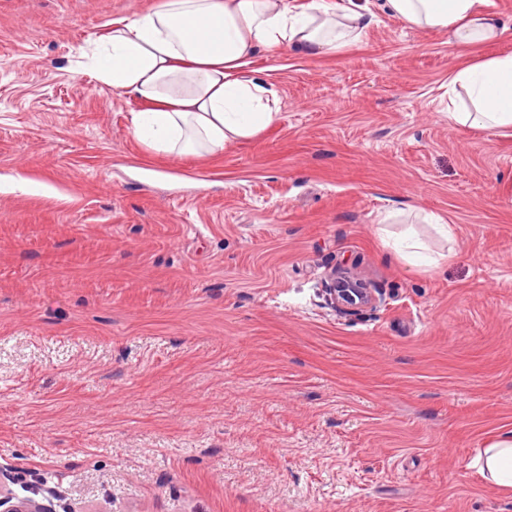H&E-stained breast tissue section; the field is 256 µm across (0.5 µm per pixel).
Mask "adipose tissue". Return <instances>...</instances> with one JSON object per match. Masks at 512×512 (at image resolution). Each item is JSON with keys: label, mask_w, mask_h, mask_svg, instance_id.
<instances>
[{"label": "adipose tissue", "mask_w": 512, "mask_h": 512, "mask_svg": "<svg viewBox=\"0 0 512 512\" xmlns=\"http://www.w3.org/2000/svg\"><path fill=\"white\" fill-rule=\"evenodd\" d=\"M387 16L447 34L459 50L449 89L448 119L487 132L512 130V50L482 49L512 39V28L488 0H384ZM367 26L357 0H161L82 48L90 70L113 90L144 104L133 134L160 153L217 155L280 119L272 82L247 73L262 50L290 48L309 57L341 54L360 44ZM479 475L512 488V437L488 444L475 460Z\"/></svg>", "instance_id": "adipose-tissue-1"}]
</instances>
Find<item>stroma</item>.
Instances as JSON below:
<instances>
[{
  "label": "stroma",
  "instance_id": "1",
  "mask_svg": "<svg viewBox=\"0 0 512 512\" xmlns=\"http://www.w3.org/2000/svg\"><path fill=\"white\" fill-rule=\"evenodd\" d=\"M157 3L0 0L12 492H59L56 512H512L473 466L512 433V135L449 123L447 35L367 0L348 52L252 59L277 124L156 154L131 131L142 102L78 49ZM409 230L436 265L393 250ZM345 263L378 306L328 304Z\"/></svg>",
  "mask_w": 512,
  "mask_h": 512
}]
</instances>
